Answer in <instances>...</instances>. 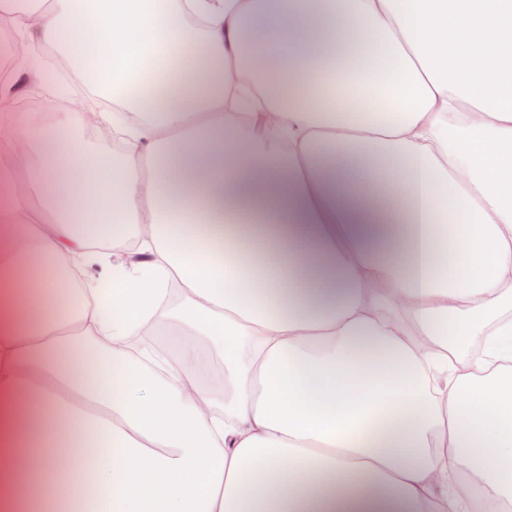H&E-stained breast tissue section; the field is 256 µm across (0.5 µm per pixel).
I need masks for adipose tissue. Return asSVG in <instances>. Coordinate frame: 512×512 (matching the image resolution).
<instances>
[{
	"label": "adipose tissue",
	"instance_id": "ef3b65f1",
	"mask_svg": "<svg viewBox=\"0 0 512 512\" xmlns=\"http://www.w3.org/2000/svg\"><path fill=\"white\" fill-rule=\"evenodd\" d=\"M0 25L29 51L0 77V512L512 505V0H0ZM49 47L121 155L17 112ZM229 69L274 90L226 109ZM63 261L99 271L60 318ZM168 320L201 343L158 371L126 344Z\"/></svg>",
	"mask_w": 512,
	"mask_h": 512
}]
</instances>
